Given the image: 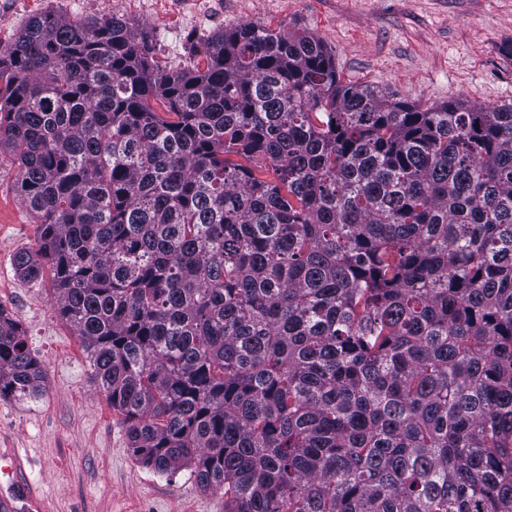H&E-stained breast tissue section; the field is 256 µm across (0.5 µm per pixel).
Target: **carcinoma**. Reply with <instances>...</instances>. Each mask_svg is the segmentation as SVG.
Wrapping results in <instances>:
<instances>
[{"label": "carcinoma", "mask_w": 512, "mask_h": 512, "mask_svg": "<svg viewBox=\"0 0 512 512\" xmlns=\"http://www.w3.org/2000/svg\"><path fill=\"white\" fill-rule=\"evenodd\" d=\"M4 152L14 268L51 272L143 466L224 512H512V103L416 108L284 24L167 68L121 18L35 14ZM42 379L0 307V398Z\"/></svg>", "instance_id": "cac0c4a2"}]
</instances>
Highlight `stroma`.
Wrapping results in <instances>:
<instances>
[{
    "label": "stroma",
    "mask_w": 512,
    "mask_h": 512,
    "mask_svg": "<svg viewBox=\"0 0 512 512\" xmlns=\"http://www.w3.org/2000/svg\"><path fill=\"white\" fill-rule=\"evenodd\" d=\"M0 41L35 13L77 18L83 0H10ZM109 14L154 37L160 64L184 60L188 40L243 23L313 32L336 55L342 81L426 108L474 98L512 102V0H112ZM0 155V307L25 330L44 379L38 395L0 398V448L27 458L45 512H224V493L201 489L192 467L159 475L128 447L121 416L91 380L80 336L53 309L50 280L21 278L12 258L36 249V219Z\"/></svg>",
    "instance_id": "1"
}]
</instances>
